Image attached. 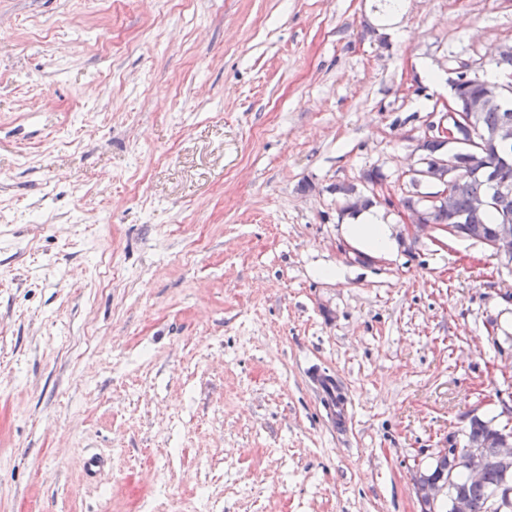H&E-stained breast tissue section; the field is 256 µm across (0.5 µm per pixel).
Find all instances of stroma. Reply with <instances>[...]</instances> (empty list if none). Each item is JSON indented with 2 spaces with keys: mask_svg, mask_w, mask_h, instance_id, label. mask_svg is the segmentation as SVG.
Returning <instances> with one entry per match:
<instances>
[{
  "mask_svg": "<svg viewBox=\"0 0 512 512\" xmlns=\"http://www.w3.org/2000/svg\"><path fill=\"white\" fill-rule=\"evenodd\" d=\"M389 2L0 0V512H418L512 427V264L397 204L512 0ZM332 191H336L337 194L341 195L344 204V212L356 214L374 203L369 197L357 192L356 188L352 185H336V187H333ZM392 225L386 224L381 210L369 209L358 215L357 223L344 225V232L361 250L370 254H388L397 248ZM316 390L326 409L338 424H346L348 401L340 397L342 392L336 377L329 374H317L314 377Z\"/></svg>",
  "mask_w": 512,
  "mask_h": 512,
  "instance_id": "obj_1",
  "label": "stroma"
}]
</instances>
